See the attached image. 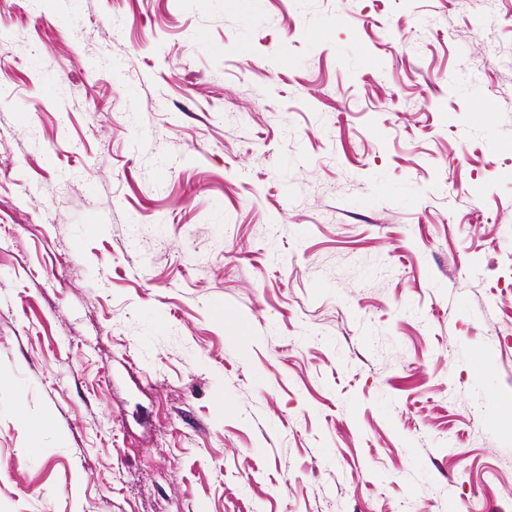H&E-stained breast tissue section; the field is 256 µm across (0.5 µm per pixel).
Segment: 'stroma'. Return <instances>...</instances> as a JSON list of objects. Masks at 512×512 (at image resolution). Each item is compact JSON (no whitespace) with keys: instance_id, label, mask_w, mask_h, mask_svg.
<instances>
[{"instance_id":"obj_1","label":"stroma","mask_w":512,"mask_h":512,"mask_svg":"<svg viewBox=\"0 0 512 512\" xmlns=\"http://www.w3.org/2000/svg\"><path fill=\"white\" fill-rule=\"evenodd\" d=\"M510 404L512 0H0V512H512Z\"/></svg>"}]
</instances>
